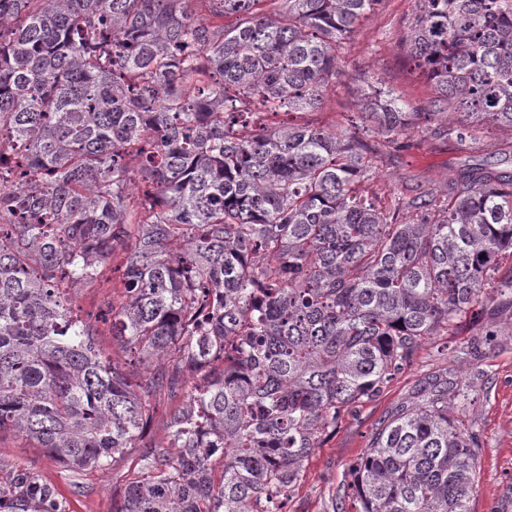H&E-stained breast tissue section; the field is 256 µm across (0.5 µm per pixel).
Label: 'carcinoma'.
Instances as JSON below:
<instances>
[{
    "instance_id": "1",
    "label": "carcinoma",
    "mask_w": 512,
    "mask_h": 512,
    "mask_svg": "<svg viewBox=\"0 0 512 512\" xmlns=\"http://www.w3.org/2000/svg\"><path fill=\"white\" fill-rule=\"evenodd\" d=\"M196 2L0 0V432L107 473L188 376L113 512H280L341 412L489 309L485 288L512 310V178L383 210L367 142L250 109L320 108L336 46L378 0H209L221 25ZM419 2L405 49L428 111L371 87L361 123L388 144L453 114L460 140L512 129V0ZM117 252L104 320L139 380L67 295ZM470 389L435 375L392 412L351 467L355 512H470L479 439L452 415ZM0 512L70 509L13 464ZM187 385V381L183 382L182 390L178 391L173 397L162 396L158 404V413L145 430L144 442L148 444L166 443L165 414L185 403L186 391L188 390Z\"/></svg>"
}]
</instances>
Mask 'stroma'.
I'll use <instances>...</instances> for the list:
<instances>
[{
    "label": "stroma",
    "instance_id": "obj_1",
    "mask_svg": "<svg viewBox=\"0 0 512 512\" xmlns=\"http://www.w3.org/2000/svg\"><path fill=\"white\" fill-rule=\"evenodd\" d=\"M419 0H378L360 21L356 32L339 45L336 74L324 104L313 112L265 114L274 124L309 123L362 133L375 147L373 166L366 182L381 196L385 208L423 192L429 184L457 185L466 169L484 164L512 175V131L494 126L482 128L476 139L462 141L445 132L419 128L398 143H384L376 134L361 132L358 121L364 89L375 87L403 99L411 111H426L433 95L406 58L402 45ZM493 143L492 152L482 149ZM124 263L116 253L111 268L98 287L71 291L74 314L96 325L98 345L114 357L109 327L100 320L108 305L120 302L115 288L117 268ZM493 341H486L487 331ZM482 345L480 359L465 350L470 343ZM466 374L472 381L470 400L459 415L479 437L480 475L469 503L471 512H512V315L484 312L460 324L450 336H436L417 350L410 365L396 374L371 400L356 404L339 418L334 429L320 439L305 461L298 486L283 506V512H354L350 467L367 448L369 440L391 411L410 400L424 378L448 370ZM0 458L8 463L34 466L60 492L67 495L71 512H112L123 484L136 478L129 462L117 473L86 471L78 481L81 493H73L59 466L41 449L12 432L0 434Z\"/></svg>",
    "mask_w": 512,
    "mask_h": 512
}]
</instances>
